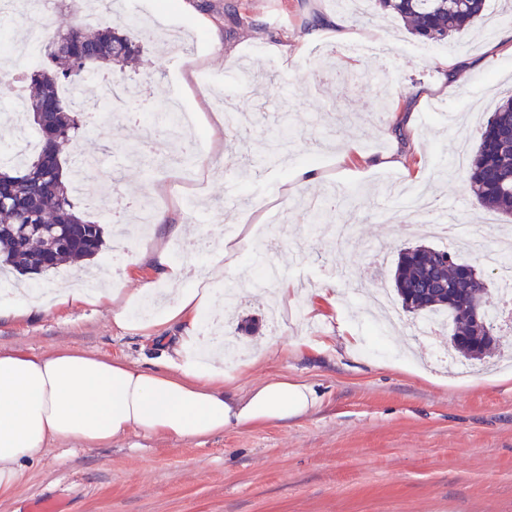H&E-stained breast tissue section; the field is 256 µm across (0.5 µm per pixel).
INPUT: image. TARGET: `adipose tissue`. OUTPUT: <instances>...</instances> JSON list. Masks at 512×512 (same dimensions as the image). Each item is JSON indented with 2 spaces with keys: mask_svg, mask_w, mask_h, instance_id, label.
Listing matches in <instances>:
<instances>
[{
  "mask_svg": "<svg viewBox=\"0 0 512 512\" xmlns=\"http://www.w3.org/2000/svg\"><path fill=\"white\" fill-rule=\"evenodd\" d=\"M240 249V241L225 240L223 253L197 273L157 254L162 277L179 288L148 320L131 319L132 307L149 291L145 284L128 296L118 288L91 295L65 285L53 289L46 302L18 288L0 301V318L91 297L111 304L113 323L124 329L150 330L170 321L182 326L161 370L72 348L41 355L0 349V500L13 495L24 463L40 459L57 442L74 440L91 449L132 432L191 441L296 419L316 407L314 389L284 376L271 377L244 395L225 385L224 353L214 350L198 330L199 318L218 306L216 287L225 271L236 269ZM188 278L193 287H182Z\"/></svg>",
  "mask_w": 512,
  "mask_h": 512,
  "instance_id": "ef3b65f1",
  "label": "adipose tissue"
}]
</instances>
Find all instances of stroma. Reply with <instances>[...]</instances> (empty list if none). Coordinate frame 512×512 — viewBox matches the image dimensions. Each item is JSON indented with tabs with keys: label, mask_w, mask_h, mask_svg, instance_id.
I'll return each instance as SVG.
<instances>
[{
	"label": "stroma",
	"mask_w": 512,
	"mask_h": 512,
	"mask_svg": "<svg viewBox=\"0 0 512 512\" xmlns=\"http://www.w3.org/2000/svg\"><path fill=\"white\" fill-rule=\"evenodd\" d=\"M190 2L188 13L129 0L113 15L142 49L140 63L114 77L145 88L143 114L176 104L197 114L196 156L216 158L220 169L197 182L201 218L170 196L176 173L163 129L149 136L118 118L84 126L72 148L98 158L87 189L104 202L153 196L164 224L184 231L170 239L163 224L136 228L133 212L116 225L110 211L87 208L85 218L103 228V250L86 264L14 275V285L47 290L92 268L113 287L130 292L147 281L159 294L169 283L156 253L200 264L203 225L261 226L252 250L224 275L239 298L213 339L242 349L228 371L238 392L282 375L312 386L319 402L300 418L204 440L133 433L91 450L58 442L25 465L0 512H27L38 495L55 498L60 512H512V333L501 334L499 355L485 361H431V351H449L448 332H416L390 278L400 249H446L482 268L498 237L512 235V222L491 215L451 163L458 143L475 148L463 129L484 123L512 88V56H489L481 25L421 46L364 0L353 27L360 42L383 47L381 83L376 66L345 53L344 41L307 40L313 15L337 11L336 0ZM448 57L474 66L442 98L435 88ZM236 109L252 116L250 128H212L210 113ZM405 112L413 119L395 134ZM283 127L294 130L295 144L270 160V140ZM147 137L156 145L150 162L129 160L126 145ZM393 156L400 166L384 165ZM304 171L316 180L301 179ZM403 188L447 199L458 238L433 236L431 212L408 210ZM121 235L125 258L112 252ZM268 266L304 289L333 285L334 304L304 298L272 321ZM180 333L174 322L154 332L122 329L108 304L0 318V348H75L146 370L164 368L163 341ZM262 347L266 357L254 361Z\"/></svg>",
	"instance_id": "35a3bbf8"
}]
</instances>
